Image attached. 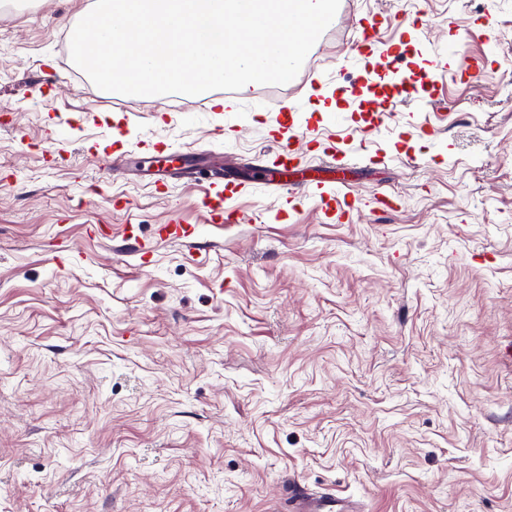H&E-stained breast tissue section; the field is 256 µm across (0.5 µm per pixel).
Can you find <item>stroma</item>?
I'll list each match as a JSON object with an SVG mask.
<instances>
[{
	"label": "stroma",
	"instance_id": "obj_1",
	"mask_svg": "<svg viewBox=\"0 0 512 512\" xmlns=\"http://www.w3.org/2000/svg\"><path fill=\"white\" fill-rule=\"evenodd\" d=\"M91 2L0 0V512H288L292 478L363 512H512V0H340L281 99L353 162L288 174L344 181L342 222L252 186L279 121L260 86L222 112L98 89L62 51ZM372 16L414 92L364 135L358 99L340 129L309 83L389 94L355 48ZM475 58L485 77L448 78ZM119 130L136 158L222 153L243 223L90 160ZM173 219L194 243L117 251Z\"/></svg>",
	"mask_w": 512,
	"mask_h": 512
}]
</instances>
